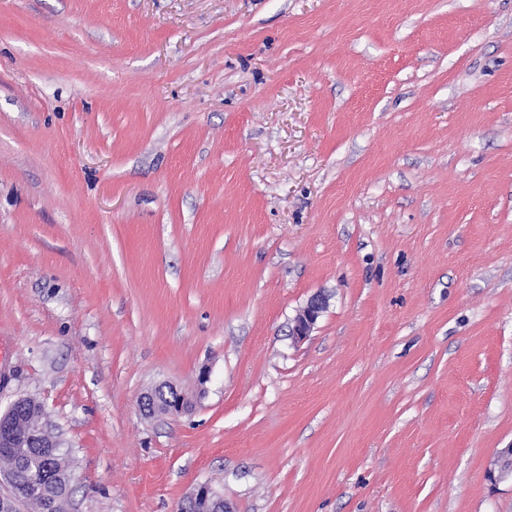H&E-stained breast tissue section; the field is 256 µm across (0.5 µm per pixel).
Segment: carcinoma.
<instances>
[{"instance_id": "cac0c4a2", "label": "carcinoma", "mask_w": 512, "mask_h": 512, "mask_svg": "<svg viewBox=\"0 0 512 512\" xmlns=\"http://www.w3.org/2000/svg\"><path fill=\"white\" fill-rule=\"evenodd\" d=\"M41 405L26 397L14 415L15 427L22 433L15 447L0 454V470H13L16 486L21 490L19 502L31 506L34 512H42L45 501L53 498L58 502L57 512H63L71 492L72 474L62 449L49 450L40 447L42 438L35 430Z\"/></svg>"}]
</instances>
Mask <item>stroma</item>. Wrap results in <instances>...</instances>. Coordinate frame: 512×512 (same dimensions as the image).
<instances>
[{"label":"stroma","instance_id":"stroma-1","mask_svg":"<svg viewBox=\"0 0 512 512\" xmlns=\"http://www.w3.org/2000/svg\"><path fill=\"white\" fill-rule=\"evenodd\" d=\"M1 342L66 512H512V0H0ZM327 300L320 294L312 295L306 302L305 306L298 312L294 319L292 327V336L296 340H304L310 335L311 330L316 324L318 318L326 309ZM163 395L164 401H160L158 396ZM188 398L179 392L176 388L169 385H158L141 397V408L144 412L153 415L160 414H180L189 409ZM178 511L234 512V509L223 495L217 494L209 485L201 484L183 501Z\"/></svg>","mask_w":512,"mask_h":512}]
</instances>
